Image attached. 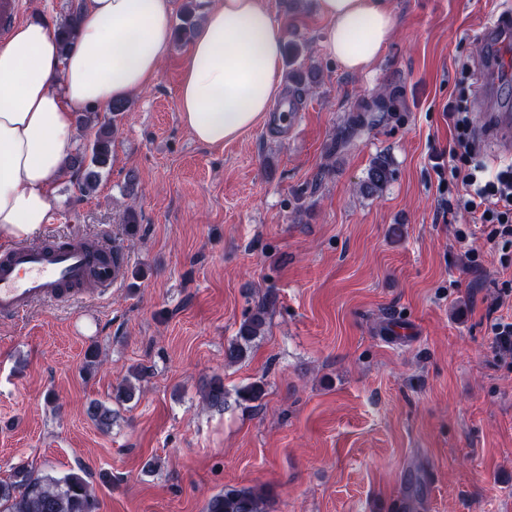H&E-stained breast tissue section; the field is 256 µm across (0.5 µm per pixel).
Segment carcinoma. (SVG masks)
<instances>
[{
	"mask_svg": "<svg viewBox=\"0 0 512 512\" xmlns=\"http://www.w3.org/2000/svg\"><path fill=\"white\" fill-rule=\"evenodd\" d=\"M82 0H70L67 11L57 27L61 55L65 56L78 36L79 18ZM302 55L301 47L293 50L289 61L288 78L301 84L304 69L299 63ZM387 100L379 97L372 101H364L359 106V113L351 118L349 128L363 125L366 114L372 109H385ZM129 101H115L108 107L112 117L100 120L97 110L93 109L78 117L81 127L96 128L90 147L79 149L66 160V167L84 171L81 191L90 194L98 186L100 169L108 165L112 157V144L116 133V118L128 111ZM391 178L390 163L387 158L379 156L373 160L362 190L368 195L377 194L386 187ZM275 297L265 299L251 312L245 315L236 336L231 339L225 349V359L235 363L243 358L253 344L265 335L268 326L269 306ZM147 374V368L140 367L130 373L113 392V400L118 405L134 400L138 387L132 380L140 381ZM265 393L264 384L253 382L242 386L237 391L238 400L252 403L262 399ZM202 399L211 409L224 410L226 391L224 379L213 376L201 388ZM87 417L100 430L107 431L112 427L117 411L103 402H92L86 409ZM96 500L88 483L83 477L70 473L62 478L34 476V472L26 466L13 469L9 480L0 481V512H95ZM267 494L262 489L253 487H226L223 491L209 498L206 512H266Z\"/></svg>",
	"mask_w": 512,
	"mask_h": 512,
	"instance_id": "carcinoma-1",
	"label": "carcinoma"
}]
</instances>
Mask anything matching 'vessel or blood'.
<instances>
[{
	"mask_svg": "<svg viewBox=\"0 0 512 512\" xmlns=\"http://www.w3.org/2000/svg\"><path fill=\"white\" fill-rule=\"evenodd\" d=\"M125 267L124 255L102 259L77 234L52 249L27 242L0 247V319L23 316L37 304L98 301L121 283Z\"/></svg>",
	"mask_w": 512,
	"mask_h": 512,
	"instance_id": "obj_1",
	"label": "vessel or blood"
}]
</instances>
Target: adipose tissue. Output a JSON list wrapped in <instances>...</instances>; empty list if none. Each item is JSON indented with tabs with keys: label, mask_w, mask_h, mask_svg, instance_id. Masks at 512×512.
<instances>
[{
	"label": "adipose tissue",
	"mask_w": 512,
	"mask_h": 512,
	"mask_svg": "<svg viewBox=\"0 0 512 512\" xmlns=\"http://www.w3.org/2000/svg\"><path fill=\"white\" fill-rule=\"evenodd\" d=\"M329 56L361 73L394 28L387 0H315ZM173 0H83L76 42L61 54L39 17L0 42V235L21 239L49 220L75 118L128 98L157 76L172 39ZM283 31L265 0H216L192 37L179 85L182 125L220 146L264 120L283 89Z\"/></svg>",
	"instance_id": "obj_1"
}]
</instances>
